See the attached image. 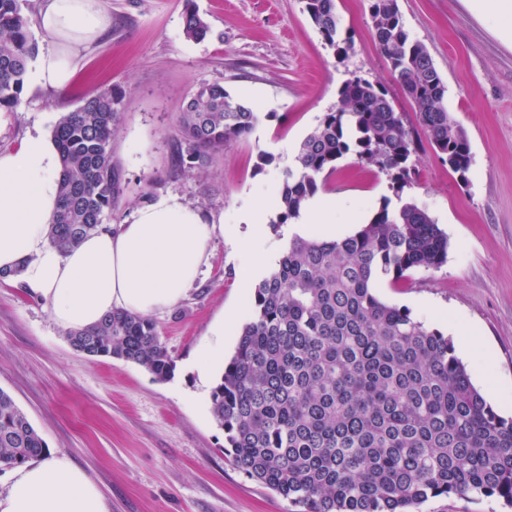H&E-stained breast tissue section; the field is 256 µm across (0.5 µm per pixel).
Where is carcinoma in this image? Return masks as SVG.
Masks as SVG:
<instances>
[{
  "mask_svg": "<svg viewBox=\"0 0 512 512\" xmlns=\"http://www.w3.org/2000/svg\"><path fill=\"white\" fill-rule=\"evenodd\" d=\"M324 41L341 57L336 0H304ZM373 37L439 158L459 176L472 163L466 133L448 112L445 86L426 48L405 29L397 0H371ZM210 32L192 5L183 33ZM38 47L22 0H0V111L22 104ZM118 87L100 92L53 129L63 165L50 242L66 252L108 228L120 193L112 138L124 106ZM259 115L219 82L197 85L181 113L182 167L204 169L224 146L251 132ZM356 152L408 182L416 142L386 90L356 77L301 141L283 173L278 223L299 218L321 175ZM448 235L423 208L385 204L351 235H294L277 266L253 288L252 315L210 392L224 430V455L296 512H408L437 496L490 499L512 507V418L474 386L452 341L377 284L440 268ZM77 351L135 363L156 380L173 361L149 319L123 310L67 333ZM47 445L13 398L0 389V465L42 456Z\"/></svg>",
  "mask_w": 512,
  "mask_h": 512,
  "instance_id": "cac0c4a2",
  "label": "carcinoma"
}]
</instances>
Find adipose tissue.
I'll return each instance as SVG.
<instances>
[{
	"label": "adipose tissue",
	"mask_w": 512,
	"mask_h": 512,
	"mask_svg": "<svg viewBox=\"0 0 512 512\" xmlns=\"http://www.w3.org/2000/svg\"><path fill=\"white\" fill-rule=\"evenodd\" d=\"M39 23L48 50L38 58L33 86L66 87L82 55L100 36V0H42ZM61 161L53 139L28 137L0 154V269H20L21 281L47 305L55 324L82 329L121 309L138 315L181 300L223 236V224L167 197L138 208L127 223L60 252L47 236L56 211ZM0 512H108L96 485L66 456L18 467Z\"/></svg>",
	"instance_id": "ef3b65f1"
}]
</instances>
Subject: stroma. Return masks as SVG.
Here are the masks:
<instances>
[{"instance_id": "obj_1", "label": "stroma", "mask_w": 512, "mask_h": 512, "mask_svg": "<svg viewBox=\"0 0 512 512\" xmlns=\"http://www.w3.org/2000/svg\"><path fill=\"white\" fill-rule=\"evenodd\" d=\"M211 32L183 34L185 0H103L107 26L68 86L24 89L20 108L0 126V152L31 133H52L61 115L102 90L126 93L112 140L121 189L112 214L124 223L138 207L176 197L212 220L244 223L260 215L263 245L216 238L202 277L178 304L152 314L175 369L164 382L143 367L76 351L41 300L0 281V388L27 413L52 454L66 455L101 491L109 512H294L287 500L250 479L224 455V432L210 412L209 387L195 366L224 326L232 355L261 280L288 240L276 199L288 152L338 92L360 77L388 91L419 132L405 187L393 174L349 153L321 181L335 197L336 221L350 211L370 218L381 206L412 201L449 239L436 270L379 284L387 302L430 320L431 306L474 327L480 346L459 357L479 390L497 386L494 409L512 417V42L464 0H398L411 38L429 51L448 91L445 103L467 133L472 164L458 176L420 133L412 103L373 39L370 0H336L342 35L354 47L339 58L310 22L303 0H194ZM221 82L259 114L251 133L225 146L203 170L176 163L178 118L199 83Z\"/></svg>"}]
</instances>
